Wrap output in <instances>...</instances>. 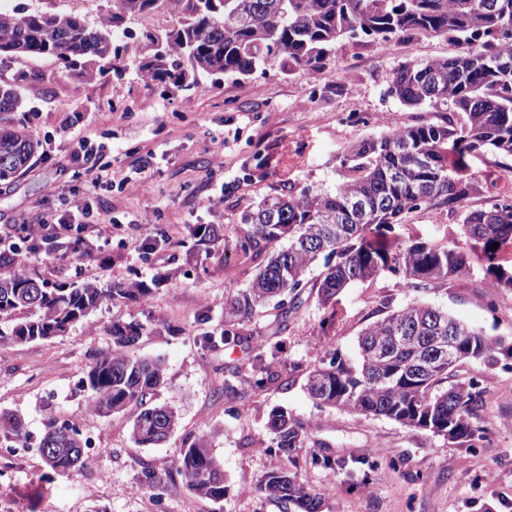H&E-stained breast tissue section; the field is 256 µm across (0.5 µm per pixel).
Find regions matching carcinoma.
<instances>
[{
    "instance_id": "carcinoma-1",
    "label": "carcinoma",
    "mask_w": 512,
    "mask_h": 512,
    "mask_svg": "<svg viewBox=\"0 0 512 512\" xmlns=\"http://www.w3.org/2000/svg\"><path fill=\"white\" fill-rule=\"evenodd\" d=\"M90 26L85 18L17 4L0 10V73L20 60L52 57L65 75L93 85L120 77L135 59L140 77L163 94L189 99L213 75L247 77L277 66L290 74L320 71L336 44L363 38L378 45L394 40L443 36L460 51L443 58L407 59L395 66L388 93L402 105L432 112L435 121L403 124L367 136L344 150L342 179L332 190L303 188L267 196L240 215L236 247L255 263L247 287H227L224 330L203 338L206 348L238 347L243 361L224 366V396L243 397L270 386L294 384V364L266 355L264 341L242 330V322L272 312L277 332L288 330L316 291L325 310L354 283L389 274L405 302L388 299L358 336L359 355L342 356L327 345L320 366L304 388L320 407L385 418L424 430L450 443L473 446L480 438L484 390L456 379L467 362L509 367L512 342L489 335L428 304L421 295L470 273L472 257L486 268L489 284L512 289V268L500 262V247L512 243V195L497 193L485 208L470 200L496 187L494 171H471V157L496 158L507 172L512 159V0H108ZM179 10L178 26L155 31L143 26L131 35L124 17L141 22L162 6ZM37 75L18 72L0 78V182L25 172L39 141L23 120L3 119L24 111L23 85ZM458 215L459 233L439 243L397 232L420 210ZM191 251L208 254L224 240L218 224L191 231ZM51 252L84 258L79 240L44 239ZM324 257V270L308 278ZM159 282L133 278L102 287L94 281H51L19 265L16 251L0 249V343H30L63 336L73 320L115 300H140ZM112 349L95 356L81 380L89 407L108 416L134 408L131 435L136 446L153 448L175 430L179 416L158 401L165 368L158 359L129 353L145 334L136 321L114 319L106 326ZM453 340L463 353L454 364L438 349ZM272 445L304 448L308 432L283 407L266 420ZM22 420L0 411V443H25ZM40 448H56L45 460L54 472L82 468V431L49 414ZM187 489L201 497L224 498V471L208 441H191L176 463ZM266 498L299 512H319L320 497L297 473L263 475Z\"/></svg>"
}]
</instances>
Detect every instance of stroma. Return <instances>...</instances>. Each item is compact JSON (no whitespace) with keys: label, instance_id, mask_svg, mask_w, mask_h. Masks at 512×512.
<instances>
[{"label":"stroma","instance_id":"stroma-1","mask_svg":"<svg viewBox=\"0 0 512 512\" xmlns=\"http://www.w3.org/2000/svg\"><path fill=\"white\" fill-rule=\"evenodd\" d=\"M456 50L442 37L383 46L346 40L325 70L288 75L273 68L246 79L225 78L207 83L188 101L149 89L131 72L120 80L101 79L88 97L77 81L62 77L53 58L20 62V69L37 75L24 96L25 119L40 149L25 173L0 188V234L11 236L14 225L50 211L105 212L116 229L103 247L85 230L90 259L78 264L70 255L42 252L25 255L26 264L51 280L77 271L104 285L159 273L174 280L146 300L102 305L59 338L0 344V411L20 415L34 439L47 415L55 414L105 449L86 468L69 473L50 471L34 449L21 457L0 453V470L11 473L0 481V512H285L260 492L259 483L265 473L291 467L318 493L321 512H512V369L459 366L458 377L477 379L484 389L485 438L473 447L385 418L317 406L303 390L321 345L356 356L368 315L396 292L391 276L347 288L331 313L309 298L278 335L269 318L245 322L246 332L268 337L276 360L295 363V385L225 398L224 366L241 353L201 342L224 326L226 286L246 287L254 273V262L234 244L243 209L291 187L334 188L342 151L381 131L358 123V113L385 111L400 124L419 117L387 96L390 70L410 58ZM82 130L104 143L100 162L112 174V188L89 193L68 166ZM139 150L154 154L145 191L125 183ZM198 224L223 225L226 246L188 255L185 243ZM159 227L168 242L141 249V240ZM457 231L456 216L440 210L412 213L401 228L404 235L441 243ZM484 277L483 268L473 266L470 275L426 300L491 335L511 338L512 290L486 293ZM115 318L162 320L181 329L177 336L143 337L130 349L162 359L166 383L159 398L179 414L176 430L156 448L134 444L129 413H93L80 387L93 357L110 348L105 327ZM275 407L306 427L307 447L290 453L271 447L265 420ZM197 437L208 440L223 464V500L194 495L175 471L187 439ZM314 449L342 460L343 468L332 474L312 464ZM146 469L161 479V496L142 489ZM489 472L495 481H486Z\"/></svg>","mask_w":512,"mask_h":512}]
</instances>
